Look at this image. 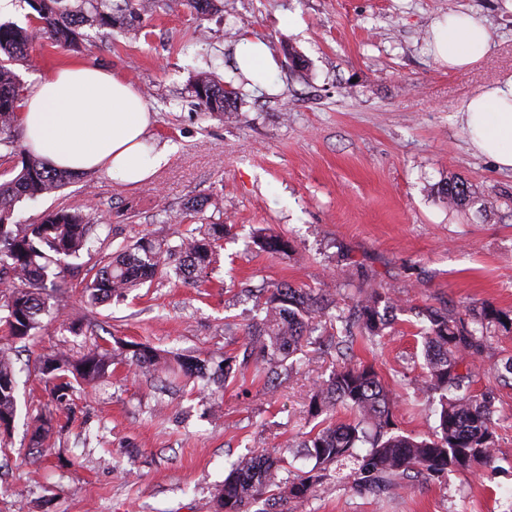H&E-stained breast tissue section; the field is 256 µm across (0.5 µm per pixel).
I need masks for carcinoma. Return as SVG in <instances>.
Returning <instances> with one entry per match:
<instances>
[{"mask_svg":"<svg viewBox=\"0 0 512 512\" xmlns=\"http://www.w3.org/2000/svg\"><path fill=\"white\" fill-rule=\"evenodd\" d=\"M74 9L66 0H28L38 27L49 33L58 46L79 49L80 27L94 22L110 28L116 21L112 0H77ZM130 20L141 18L156 7L153 0H122ZM199 15L219 10L222 0H184ZM28 32L0 24V158L8 162L21 155V169L0 183V281L8 283L7 315L0 317L6 326L5 337L24 340L40 327V317L64 294L61 275L55 268L64 259H78L87 248L92 225L76 212L57 210L38 224L12 223L15 204L24 198L35 199L57 192L69 183L72 174L46 165L38 155L20 151L16 145L19 93L11 65L28 57ZM192 93L209 112L222 114L234 103L237 92L227 90L215 75L196 78ZM452 208H462L472 200V186L458 177H450L439 188ZM228 233L225 224H202L182 238L178 249L190 255L192 271L183 276L194 282L216 262L215 249ZM256 243L271 254H288L290 242L278 234L264 235ZM173 249L146 237L134 244L103 256L93 265L95 273L86 282L85 292L95 304L114 296H123L152 282L164 273ZM265 300L256 301V316L245 330L246 344L242 362L224 359L223 379L215 381L217 390L224 381L243 371L255 358L256 372L264 375L271 390L279 386L277 367L311 342L313 323L322 321L333 303L330 293L321 288H295L275 283L266 289ZM392 304L389 293L371 289L353 302L341 328L329 334V345L346 362L354 337L382 335L388 327L380 305ZM425 323L420 334L425 340L427 373L418 390L438 396L439 413L433 430L426 436L394 431L390 390L370 365L340 367L320 383L310 397V412L331 418L336 408L348 412L351 419L329 423L306 440L312 468L285 481L286 494L268 495L282 459L261 452L245 456L230 465L218 491L215 512H247L249 506L263 500L262 512H288V504L301 506L316 491L332 465L350 464L349 477L359 491L387 497L398 487L414 488L422 475L441 479L456 470H469L492 460L493 396L476 397L468 392L472 372L467 359L485 348L491 328L512 325L506 312L486 306L471 318L447 310L428 307L422 312ZM125 364L142 375L180 370L189 378L206 380V359H187L172 351H162L143 343H126L120 352L96 345L80 358L61 351L42 355L35 367L36 376L48 387L57 406H68L76 387L93 386L112 373L111 367ZM18 413L16 361L8 348H0V442L11 435ZM52 418L40 414L29 419L31 445L42 453Z\"/></svg>","mask_w":512,"mask_h":512,"instance_id":"obj_1","label":"carcinoma"}]
</instances>
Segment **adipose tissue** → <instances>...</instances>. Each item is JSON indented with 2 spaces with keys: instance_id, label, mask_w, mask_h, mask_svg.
Instances as JSON below:
<instances>
[{
  "instance_id": "adipose-tissue-1",
  "label": "adipose tissue",
  "mask_w": 512,
  "mask_h": 512,
  "mask_svg": "<svg viewBox=\"0 0 512 512\" xmlns=\"http://www.w3.org/2000/svg\"><path fill=\"white\" fill-rule=\"evenodd\" d=\"M490 44L483 19L456 13L438 31L437 56L449 69H461L485 57ZM19 121L26 148L49 166L74 174L99 171L124 184H140L171 154L169 146L153 149L146 142L151 112L140 91L84 62L40 75L21 100ZM461 122L475 153L512 170V78L471 98Z\"/></svg>"
}]
</instances>
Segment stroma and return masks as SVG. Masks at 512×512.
<instances>
[{"instance_id":"1","label":"stroma","mask_w":512,"mask_h":512,"mask_svg":"<svg viewBox=\"0 0 512 512\" xmlns=\"http://www.w3.org/2000/svg\"><path fill=\"white\" fill-rule=\"evenodd\" d=\"M197 17L159 5L142 21L83 26L79 50L35 28L27 0L0 22L31 29L30 59L15 63L20 92L61 63L83 61L130 82L153 113L152 144L174 151L152 181L130 187L106 173L73 176L62 190L15 205L16 224L67 209L92 226V250L64 272L67 292L16 348L20 416L0 447V512H211L231 462L268 450L295 469L316 425L315 384L335 352L303 347L296 373L269 392L254 369L210 394L176 377L174 394L116 367L77 388L57 409L34 367L54 349L80 357L114 340L190 350L213 361L242 355L254 301L244 291L270 282L332 293L330 315H347L364 288H385L394 305L383 335L357 339L351 359L373 365L395 402L398 430L426 435L437 405L416 390L425 371L420 308L461 316L490 305L512 314V171L474 154L461 104L512 76V0H223ZM452 12L484 17L492 48L451 71L431 53L432 26ZM263 41L274 60L269 90L249 84L236 51ZM305 62L294 69L291 54ZM219 75L239 97L232 116L209 113L191 92ZM473 184L468 206L439 195L448 177ZM205 200L201 218L185 211ZM230 225L200 286L156 278L123 298L90 306L82 294L96 258L138 237L179 243L199 221ZM271 231L292 249L259 250ZM82 318L80 333L69 324ZM512 329L492 328L472 367V394L492 393L493 460L442 480H420L383 498L352 488L346 472L319 486L297 512H512ZM52 417L48 454L30 452L27 417Z\"/></svg>"}]
</instances>
